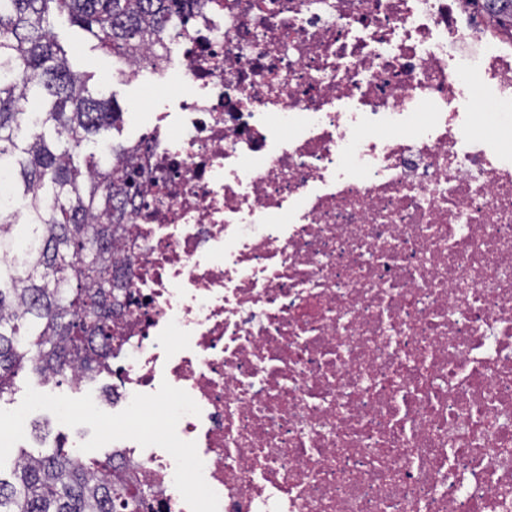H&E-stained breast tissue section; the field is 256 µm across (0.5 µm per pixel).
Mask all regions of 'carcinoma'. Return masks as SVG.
Returning <instances> with one entry per match:
<instances>
[{"label": "carcinoma", "mask_w": 512, "mask_h": 512, "mask_svg": "<svg viewBox=\"0 0 512 512\" xmlns=\"http://www.w3.org/2000/svg\"><path fill=\"white\" fill-rule=\"evenodd\" d=\"M207 0H0V400L23 372L73 383L112 360V300L123 287L112 243L139 172L126 148L77 157L122 112L91 75L72 70L52 31L65 15L95 47L129 64L163 59ZM0 512H154L151 493L115 472L112 456L83 459L60 439L16 448L0 477Z\"/></svg>", "instance_id": "cac0c4a2"}]
</instances>
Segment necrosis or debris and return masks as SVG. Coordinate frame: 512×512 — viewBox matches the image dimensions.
Listing matches in <instances>:
<instances>
[{
    "label": "necrosis or debris",
    "instance_id": "necrosis-or-debris-1",
    "mask_svg": "<svg viewBox=\"0 0 512 512\" xmlns=\"http://www.w3.org/2000/svg\"><path fill=\"white\" fill-rule=\"evenodd\" d=\"M192 21L77 380L117 472L158 512H512V33L485 0Z\"/></svg>",
    "mask_w": 512,
    "mask_h": 512
}]
</instances>
